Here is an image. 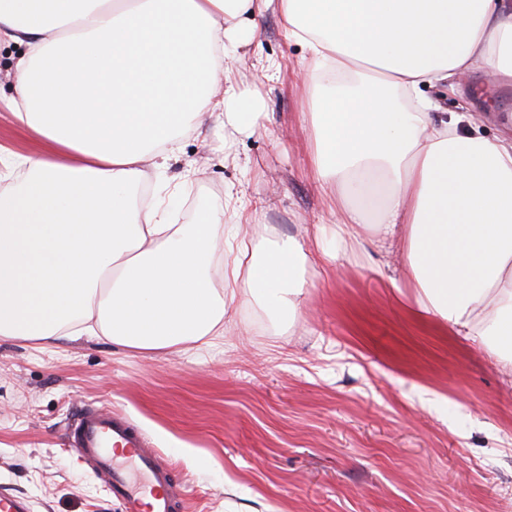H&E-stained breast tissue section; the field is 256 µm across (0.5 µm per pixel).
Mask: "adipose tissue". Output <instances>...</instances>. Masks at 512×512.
<instances>
[{
	"mask_svg": "<svg viewBox=\"0 0 512 512\" xmlns=\"http://www.w3.org/2000/svg\"><path fill=\"white\" fill-rule=\"evenodd\" d=\"M270 11L308 51L304 118L336 241L401 233L420 310L512 359V138L435 119L421 94L512 83V0H0V42L26 48L10 107L49 147L0 151V180L29 174L0 193V341L203 351L239 296L295 315L315 264L298 239L258 233L230 192L170 220L194 176L169 174L186 134L214 121L230 144L262 124L264 99L228 72ZM374 192V215L351 202Z\"/></svg>",
	"mask_w": 512,
	"mask_h": 512,
	"instance_id": "obj_1",
	"label": "adipose tissue"
}]
</instances>
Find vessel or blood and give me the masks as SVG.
I'll return each instance as SVG.
<instances>
[{
	"mask_svg": "<svg viewBox=\"0 0 512 512\" xmlns=\"http://www.w3.org/2000/svg\"><path fill=\"white\" fill-rule=\"evenodd\" d=\"M77 453L108 475L122 512H178L181 492L145 438L111 411L84 408L70 427Z\"/></svg>",
	"mask_w": 512,
	"mask_h": 512,
	"instance_id": "1",
	"label": "vessel or blood"
}]
</instances>
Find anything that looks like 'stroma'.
Listing matches in <instances>:
<instances>
[{"label":"stroma","instance_id":"obj_1","mask_svg":"<svg viewBox=\"0 0 512 512\" xmlns=\"http://www.w3.org/2000/svg\"><path fill=\"white\" fill-rule=\"evenodd\" d=\"M258 41L234 74L265 99L264 125L227 150L219 128L184 139L171 171L197 174L176 215L190 222L231 187L256 222L312 249L331 217L309 158L306 51L272 13ZM426 94L466 132L512 133L511 85L485 81L471 103ZM311 277L290 326L242 298L235 335L206 353L1 342L0 490L24 494L30 512H119L107 477L70 445L69 424L92 405L145 435L181 512H512V368L419 314L395 239L338 246Z\"/></svg>","mask_w":512,"mask_h":512}]
</instances>
